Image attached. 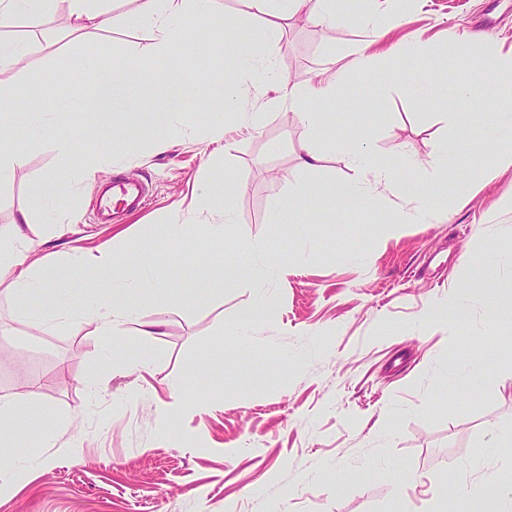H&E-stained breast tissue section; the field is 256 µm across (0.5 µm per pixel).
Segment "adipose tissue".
Returning <instances> with one entry per match:
<instances>
[{"instance_id": "obj_1", "label": "adipose tissue", "mask_w": 512, "mask_h": 512, "mask_svg": "<svg viewBox=\"0 0 512 512\" xmlns=\"http://www.w3.org/2000/svg\"><path fill=\"white\" fill-rule=\"evenodd\" d=\"M68 4L67 22L71 29L82 30L89 27L151 25L155 33V54L168 56L189 49L188 20H195L198 26L214 23L215 0H135L133 13L115 15L107 6V0H66ZM277 0H249L252 8L265 15L263 28L251 42H233L232 49L238 63L244 69H252L256 61L257 44L275 40L282 32L281 21L285 16L305 14L309 20L333 27L348 22L341 0H287L286 9L276 6ZM403 50L402 42H394L380 53L369 52L367 46H356L348 54L339 57L340 71H361L380 68L381 81H388L391 62ZM479 77L485 81L484 89L488 96L499 104L493 121L486 125L485 141L493 149V159L481 169L482 179L495 177L499 171L512 167V143L500 137L503 121L512 117V56L501 57L482 64ZM188 81L187 76L172 80L148 68L143 60L131 56L116 68L102 67L97 71L88 96L77 100L76 106L86 112L103 135H111L118 118L132 110L136 101L132 88L151 84L159 96L173 100L181 95V87ZM336 95V77L329 74L308 85H295L286 88L276 100L277 105L293 109L301 122L311 133H318L326 115L325 107ZM30 138L19 143L8 136L0 137V186L10 183L16 172L27 162L28 149L43 143H53L57 152L64 157L81 153L84 164L80 171L82 181H94L105 162L125 160L121 150H108L99 155L96 147L88 143L65 137L55 126L43 119L40 112H29ZM73 180L58 175L40 184L26 209L20 210L11 224L0 227V291L12 297L26 310L32 328L51 326L60 318L88 320L96 328L97 353L101 360L112 356L114 337L130 323L136 308L111 287L112 277H119L122 286L140 288L148 279L142 269L125 270L124 253L104 244L93 250L73 248L65 264L58 266L54 279L43 274V261L32 258L27 246V231L34 214L45 213L57 194L73 191ZM456 194L448 183L439 188L422 192L419 207L406 210H393L391 226L403 224H428L440 220L444 203L455 199ZM83 275L87 280L102 283L103 288L92 295L88 305L81 310L59 308V288L72 282L74 275ZM121 286V287H122ZM45 298L42 306H32L33 298ZM34 389L0 393V447L21 448L25 442L10 432L9 422L24 415L29 401L34 397Z\"/></svg>"}]
</instances>
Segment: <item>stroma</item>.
<instances>
[{
	"label": "stroma",
	"mask_w": 512,
	"mask_h": 512,
	"mask_svg": "<svg viewBox=\"0 0 512 512\" xmlns=\"http://www.w3.org/2000/svg\"><path fill=\"white\" fill-rule=\"evenodd\" d=\"M65 0L37 25L19 17L14 35L29 43L27 66L0 72V94L50 74L37 85L41 111L53 113L61 134L87 142L98 130L65 99L87 93V57L120 65L144 56L158 70L178 69L176 56L154 52L146 25L62 36ZM474 35L477 58L512 52V0H410L403 23L386 42L404 41L379 93L377 72L348 73L329 105L319 135L320 169L298 166L295 153L308 129L286 107L271 106L284 82L303 84L329 68L353 44L372 41L355 23L324 28L294 19L267 46L271 70L260 79L242 72L224 51L191 62L185 111L165 151L145 129L159 111L149 87L114 131L137 134L128 161L106 167L101 182L122 175L143 182L145 209L97 223L96 186L59 194L53 220L28 231L32 253L63 260L71 247L103 243L126 251L130 266L170 276L137 319L114 340L119 354L148 355V370L100 364L94 324L61 320L32 333L18 304L0 297V390L35 381L37 397L13 430L35 435L42 414L65 423L51 448L34 449V463L0 493V512H443L439 491L457 486L465 512H496L489 474L512 471V328L492 323V306L512 304V168L478 183L484 164L489 104L437 92L444 71L475 83L458 59L454 35ZM239 93L224 107V89ZM264 109L262 124H241V113ZM223 120L224 133L211 126ZM380 156H402L400 176L414 193L372 201L329 196V189L363 181L352 162L357 143ZM464 146L448 167L456 183H477L464 206L440 224H405L390 231V208L418 206L419 189L440 175L425 161ZM423 160L422 168L410 161ZM80 154L61 157L51 145L29 153L26 165L0 188V225L28 206L32 187L56 174L77 177ZM214 170L239 187L234 225L223 243L203 231L210 216L197 205L203 179ZM300 185L315 194L292 198ZM296 209L304 223L287 221ZM80 223H71L72 214ZM179 219L192 230L178 246L163 233ZM263 243L282 269L269 282L274 312L240 322L260 292L244 269V244ZM461 304L466 315L448 335L430 310ZM156 322L159 336H142ZM197 385L186 388L188 372ZM174 414L160 421L157 409ZM81 443L71 457V439ZM348 473L336 476L337 469Z\"/></svg>",
	"instance_id": "35a3bbf8"
}]
</instances>
